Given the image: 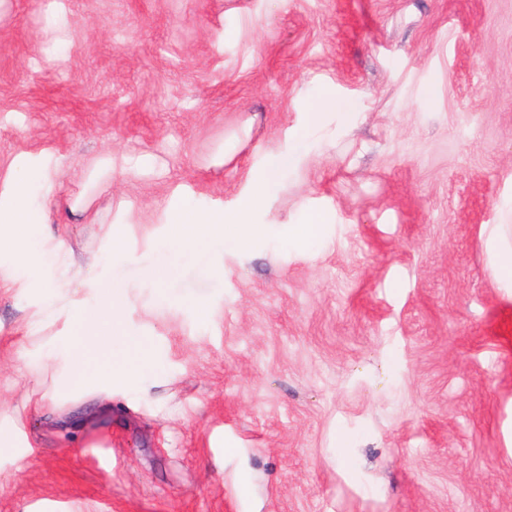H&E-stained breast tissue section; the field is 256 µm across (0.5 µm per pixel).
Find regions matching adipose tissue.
I'll use <instances>...</instances> for the list:
<instances>
[{
  "mask_svg": "<svg viewBox=\"0 0 512 512\" xmlns=\"http://www.w3.org/2000/svg\"><path fill=\"white\" fill-rule=\"evenodd\" d=\"M293 158L289 155L272 156L267 172L260 178L249 197L239 201L237 207L227 213H201L194 209L191 200L185 199L172 210L176 224L175 239L182 247L189 248L224 238L227 227H234V243L239 248H247L265 232L264 225L253 224L249 216L253 210L272 195L278 185V175L288 168Z\"/></svg>",
  "mask_w": 512,
  "mask_h": 512,
  "instance_id": "1",
  "label": "adipose tissue"
}]
</instances>
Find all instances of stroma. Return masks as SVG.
<instances>
[{
	"label": "stroma",
	"instance_id": "1",
	"mask_svg": "<svg viewBox=\"0 0 512 512\" xmlns=\"http://www.w3.org/2000/svg\"><path fill=\"white\" fill-rule=\"evenodd\" d=\"M60 2L0 6V189L42 165L44 280L126 288L111 355L158 360L147 398L32 380L68 328L0 251V512H512V0ZM288 152L263 237L174 246Z\"/></svg>",
	"mask_w": 512,
	"mask_h": 512
}]
</instances>
